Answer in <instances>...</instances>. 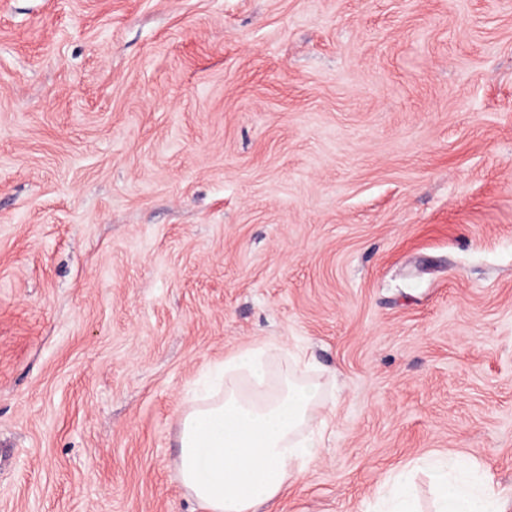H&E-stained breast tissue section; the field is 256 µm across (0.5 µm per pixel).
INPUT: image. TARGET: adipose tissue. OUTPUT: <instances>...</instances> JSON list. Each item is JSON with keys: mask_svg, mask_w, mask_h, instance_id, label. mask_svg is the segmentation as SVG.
Wrapping results in <instances>:
<instances>
[{"mask_svg": "<svg viewBox=\"0 0 512 512\" xmlns=\"http://www.w3.org/2000/svg\"><path fill=\"white\" fill-rule=\"evenodd\" d=\"M272 379L269 351L250 347L212 371L213 387L177 419L176 467L187 495L204 512H258L277 502L314 462L326 418L320 385L306 379L299 353ZM425 471L433 512H506L507 496L453 454H429L395 469L378 499L382 512H417L412 483Z\"/></svg>", "mask_w": 512, "mask_h": 512, "instance_id": "ef3b65f1", "label": "adipose tissue"}]
</instances>
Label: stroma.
Returning <instances> with one entry per match:
<instances>
[{
    "label": "stroma",
    "mask_w": 512,
    "mask_h": 512,
    "mask_svg": "<svg viewBox=\"0 0 512 512\" xmlns=\"http://www.w3.org/2000/svg\"><path fill=\"white\" fill-rule=\"evenodd\" d=\"M331 417L277 512L512 493V0H0V512H200L240 349ZM417 470L425 471L433 492V512H506L508 497L487 477L478 479L473 468L453 454H429L395 469L380 490L381 512H418L412 483Z\"/></svg>",
    "instance_id": "stroma-1"
}]
</instances>
